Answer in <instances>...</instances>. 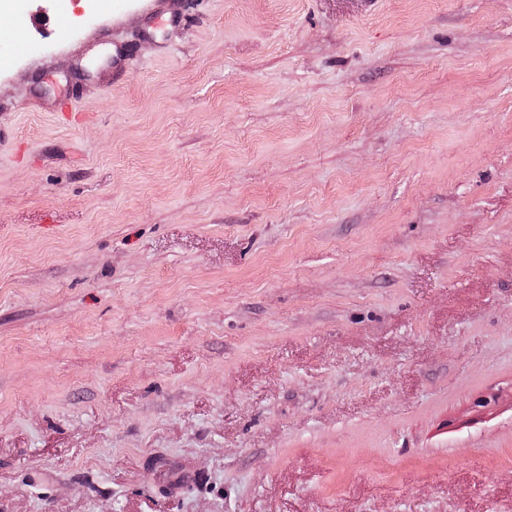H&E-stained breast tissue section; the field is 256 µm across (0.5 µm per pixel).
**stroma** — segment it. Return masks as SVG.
Masks as SVG:
<instances>
[{"instance_id": "obj_1", "label": "stroma", "mask_w": 512, "mask_h": 512, "mask_svg": "<svg viewBox=\"0 0 512 512\" xmlns=\"http://www.w3.org/2000/svg\"><path fill=\"white\" fill-rule=\"evenodd\" d=\"M0 130V512H512V0H23Z\"/></svg>"}]
</instances>
